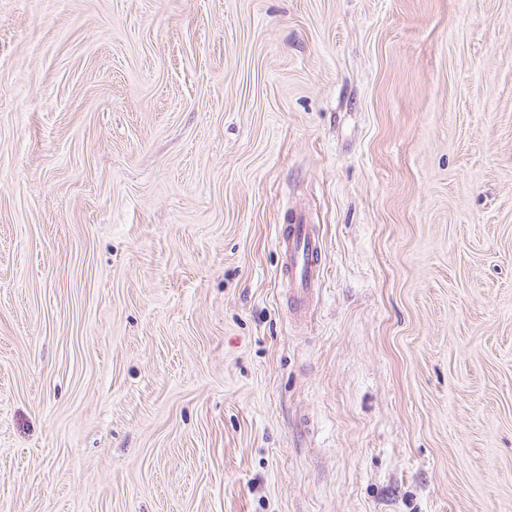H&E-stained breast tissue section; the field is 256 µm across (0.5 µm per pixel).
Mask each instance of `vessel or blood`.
I'll list each match as a JSON object with an SVG mask.
<instances>
[{"label": "vessel or blood", "mask_w": 512, "mask_h": 512, "mask_svg": "<svg viewBox=\"0 0 512 512\" xmlns=\"http://www.w3.org/2000/svg\"><path fill=\"white\" fill-rule=\"evenodd\" d=\"M277 244L283 256V274L292 309L297 315H305L310 297L321 279L320 243L310 224L301 220L279 225Z\"/></svg>", "instance_id": "obj_1"}]
</instances>
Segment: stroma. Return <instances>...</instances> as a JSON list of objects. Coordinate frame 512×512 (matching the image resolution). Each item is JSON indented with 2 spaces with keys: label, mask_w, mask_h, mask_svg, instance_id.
<instances>
[{
  "label": "stroma",
  "mask_w": 512,
  "mask_h": 512,
  "mask_svg": "<svg viewBox=\"0 0 512 512\" xmlns=\"http://www.w3.org/2000/svg\"><path fill=\"white\" fill-rule=\"evenodd\" d=\"M0 512H512V0H0ZM277 244L283 256V274L288 283L295 314L307 313L309 300L321 279V248L311 224L300 220L280 224Z\"/></svg>",
  "instance_id": "obj_1"
}]
</instances>
